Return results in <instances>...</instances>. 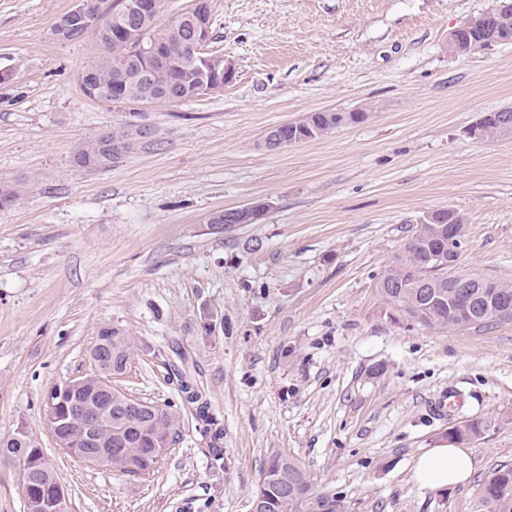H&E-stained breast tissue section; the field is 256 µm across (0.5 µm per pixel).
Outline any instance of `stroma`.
<instances>
[{
  "mask_svg": "<svg viewBox=\"0 0 512 512\" xmlns=\"http://www.w3.org/2000/svg\"><path fill=\"white\" fill-rule=\"evenodd\" d=\"M74 0H0V437L36 438L68 512H250L268 459H298L343 512H486L512 466V321L429 329L380 295L378 277L424 214L467 219L458 272L512 282V136L466 129L512 108V42L450 55L448 33L491 0H209L211 50L234 69L197 98L114 106L81 93L94 36L61 42ZM364 123L270 152L271 127L312 112ZM133 123L155 135L112 168L74 167L85 138ZM262 200L258 224L209 213ZM135 354L117 384L182 409L203 390L224 439L193 417L145 475L58 448L45 395L94 370L101 328ZM463 394L454 414L436 403ZM478 420L471 479L420 487L414 461ZM480 499L488 512H512V467L502 466L481 485Z\"/></svg>",
  "mask_w": 512,
  "mask_h": 512,
  "instance_id": "stroma-1",
  "label": "stroma"
}]
</instances>
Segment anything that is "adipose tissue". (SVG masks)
Wrapping results in <instances>:
<instances>
[{"label": "adipose tissue", "instance_id": "obj_1", "mask_svg": "<svg viewBox=\"0 0 512 512\" xmlns=\"http://www.w3.org/2000/svg\"><path fill=\"white\" fill-rule=\"evenodd\" d=\"M472 474L469 450L448 443L429 449L414 464L415 481L432 491L466 483Z\"/></svg>", "mask_w": 512, "mask_h": 512}]
</instances>
